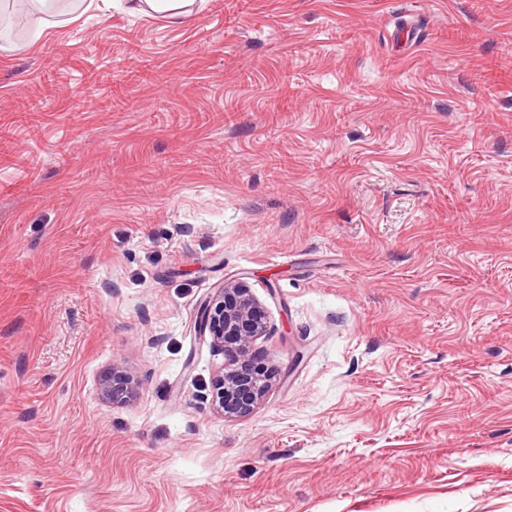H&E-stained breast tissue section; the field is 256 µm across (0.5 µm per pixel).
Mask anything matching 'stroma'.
I'll return each mask as SVG.
<instances>
[{"mask_svg": "<svg viewBox=\"0 0 512 512\" xmlns=\"http://www.w3.org/2000/svg\"><path fill=\"white\" fill-rule=\"evenodd\" d=\"M69 5L0 37V512H512V0ZM207 0H123L126 11L132 15L161 14L174 24H182L193 17L195 12L205 9ZM86 91L89 97L98 98L105 94L112 98V72L95 70L87 77ZM197 326L201 335L208 334L224 350V368L213 382L214 409L224 417L251 414L274 377L263 352L255 348L267 332L262 306L246 285L224 284L201 306Z\"/></svg>", "mask_w": 512, "mask_h": 512, "instance_id": "35a3bbf8", "label": "stroma"}]
</instances>
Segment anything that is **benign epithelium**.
Masks as SVG:
<instances>
[{
	"mask_svg": "<svg viewBox=\"0 0 512 512\" xmlns=\"http://www.w3.org/2000/svg\"><path fill=\"white\" fill-rule=\"evenodd\" d=\"M201 335L224 350L225 364L213 382L212 405L226 417L251 414L264 398L274 372L265 367L264 355L255 348L256 340L266 335L262 306L242 283L225 284L216 289L197 316ZM127 377L112 368V377L101 384V394L117 399L129 393Z\"/></svg>",
	"mask_w": 512,
	"mask_h": 512,
	"instance_id": "obj_1",
	"label": "benign epithelium"
}]
</instances>
